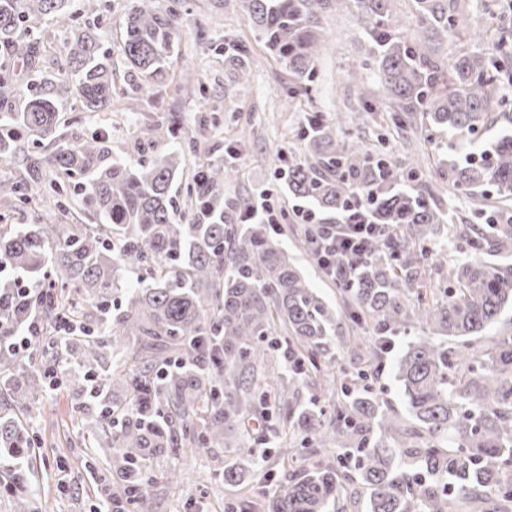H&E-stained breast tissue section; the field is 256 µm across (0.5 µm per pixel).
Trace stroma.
Here are the masks:
<instances>
[{
	"label": "stroma",
	"instance_id": "obj_1",
	"mask_svg": "<svg viewBox=\"0 0 512 512\" xmlns=\"http://www.w3.org/2000/svg\"><path fill=\"white\" fill-rule=\"evenodd\" d=\"M157 2L178 15L181 33L164 80L147 92L130 90V74L121 60L122 15L128 0H107L98 18L108 33L112 82L124 91L112 102L113 159L150 163L151 154L133 151V130L171 119L176 134L167 145L186 149L187 171L220 162L225 150L239 146L241 171L238 178L225 181V199L251 196L256 187L263 186L270 189L276 205L287 211L294 200L280 172L286 160L309 150L302 128L307 116L315 114L332 123L337 136L366 149L383 147L398 169H405L411 151H418L419 181L435 192L452 223H473L469 205L448 196V181L437 162L435 145L419 131L392 124L390 103L373 71H364L359 85L348 79V69L367 57L370 46L355 12L323 14L322 49L314 76L306 91L292 95L287 66L267 52L238 0ZM455 13L464 29L487 31L493 41H512V0H457ZM240 49L251 61L252 73L244 80L224 62ZM187 80L195 85V95L178 91V84ZM363 84L372 92L367 102L359 94ZM275 230L282 248L323 299L339 304L338 288L321 272L304 243L303 226L287 219ZM79 402L65 386L48 389L28 420L37 446L22 464L37 492L36 512H97L105 485L118 482L115 457L93 456L86 446ZM175 464L190 477L170 485L161 474ZM155 470L160 477L148 490V512H224L227 503L254 494L253 484L225 483L224 451L218 447L174 460L159 458Z\"/></svg>",
	"mask_w": 512,
	"mask_h": 512
}]
</instances>
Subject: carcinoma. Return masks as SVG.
Instances as JSON below:
<instances>
[{
    "mask_svg": "<svg viewBox=\"0 0 512 512\" xmlns=\"http://www.w3.org/2000/svg\"><path fill=\"white\" fill-rule=\"evenodd\" d=\"M354 2L369 37L378 83L391 101L392 120L446 137L439 161L448 192L487 211L486 187L512 199V113L487 147L476 144L488 110L512 84L506 63L512 44L479 48L451 63L441 43L456 34L447 0H416L421 21L405 38L391 25L392 0H239L270 54L293 75L296 94L316 68L322 14ZM47 21L78 30L67 0H0V49L23 63L32 89L15 72L0 71V167L14 170L1 185L0 220L21 204L46 214L42 224L0 223V334L25 328L33 310L42 330L26 351L0 350V387L23 415L0 421V448L11 454L32 445L24 416L47 388L64 384L80 395L95 390L96 419L86 442L114 449L122 507L146 512L154 460L194 453L232 434L241 443L224 464V482L256 476L260 458L245 421L277 410L281 423L312 439L309 458L293 445L273 454L288 462L286 484L262 486V512H333L356 482L368 493V512H512V330L499 326L512 307V219L503 224H448L426 185H404L401 173L368 161L369 151L336 136L316 118L313 159L288 167V189L331 224L362 191L371 203L363 220L392 241L374 237L367 257L338 278L361 353L349 372L332 374L322 358L335 341L337 313L311 288L263 224L245 225L250 200L224 201V179L234 166L211 163L187 184L188 213L173 222V185L184 173L183 151L159 154L175 134L169 122L136 129L134 148L155 156L147 167L112 161L105 126L73 142L59 133L58 103L79 98L88 112L112 108V54L103 34L85 26L66 42L48 75L39 26ZM178 18L133 0L123 15L122 56L145 86L162 75L177 38ZM60 142L45 154L40 142ZM74 197L95 224H63ZM42 277L49 291L23 298L22 278ZM103 314L90 330L85 306ZM433 335L413 337L395 359L411 425L401 426L373 391L388 338L416 326ZM119 336L136 338L133 345ZM112 347V373L97 371ZM287 347L284 367L269 353ZM53 351L51 365L21 389L16 376L33 371L35 355ZM312 374L336 386V407L325 416L289 394L283 370ZM121 382L125 396L111 397ZM17 476L15 512H31L33 492Z\"/></svg>",
    "mask_w": 512,
    "mask_h": 512,
    "instance_id": "carcinoma-1",
    "label": "carcinoma"
}]
</instances>
